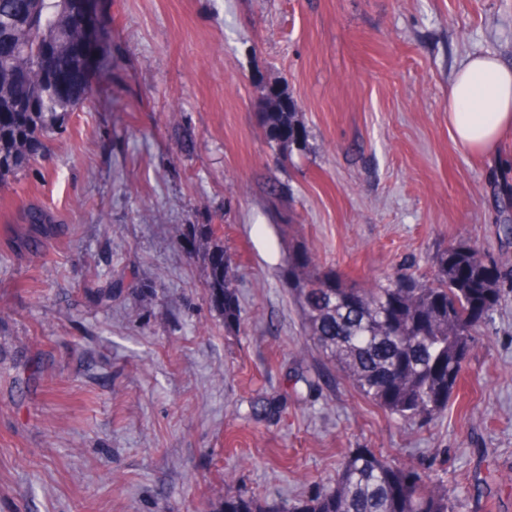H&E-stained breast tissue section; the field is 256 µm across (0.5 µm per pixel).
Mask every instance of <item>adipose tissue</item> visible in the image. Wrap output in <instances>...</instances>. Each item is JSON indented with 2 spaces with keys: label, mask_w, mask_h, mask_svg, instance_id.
I'll list each match as a JSON object with an SVG mask.
<instances>
[{
  "label": "adipose tissue",
  "mask_w": 512,
  "mask_h": 512,
  "mask_svg": "<svg viewBox=\"0 0 512 512\" xmlns=\"http://www.w3.org/2000/svg\"><path fill=\"white\" fill-rule=\"evenodd\" d=\"M507 130H512V67L492 54H469L448 89V132L470 152L487 153Z\"/></svg>",
  "instance_id": "adipose-tissue-1"
}]
</instances>
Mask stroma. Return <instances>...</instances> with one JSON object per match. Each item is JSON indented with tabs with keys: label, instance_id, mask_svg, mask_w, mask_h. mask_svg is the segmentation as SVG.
<instances>
[{
	"label": "stroma",
	"instance_id": "35a3bbf8",
	"mask_svg": "<svg viewBox=\"0 0 512 512\" xmlns=\"http://www.w3.org/2000/svg\"><path fill=\"white\" fill-rule=\"evenodd\" d=\"M112 76L0 187V512H213L296 500L370 448L457 483V512H512V132H448L461 60L512 66V0H94ZM273 90L306 139L281 159ZM52 212L31 240L19 214ZM211 225L240 267V329L213 304ZM365 285L464 243L499 259L500 305L441 415L413 425L305 348L296 243ZM285 412L258 419L252 403ZM235 481L225 484V473Z\"/></svg>",
	"mask_w": 512,
	"mask_h": 512
}]
</instances>
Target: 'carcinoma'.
I'll use <instances>...</instances> for the list:
<instances>
[{
  "instance_id": "1",
  "label": "carcinoma",
  "mask_w": 512,
  "mask_h": 512,
  "mask_svg": "<svg viewBox=\"0 0 512 512\" xmlns=\"http://www.w3.org/2000/svg\"><path fill=\"white\" fill-rule=\"evenodd\" d=\"M76 0H0V183L29 169L46 141L93 95L88 64L76 57L84 39ZM271 96L262 126L283 154L300 132L296 106ZM31 230L49 231L52 218L29 207ZM211 295L224 327H241L238 269L224 247L207 252ZM288 284L299 303L306 336L327 366L364 398L406 422L431 419L456 395L479 329L497 311V261L467 245L438 253L428 276L394 275L382 283H348L324 272L298 244L288 260ZM283 403L262 397L257 418L278 416ZM454 487L442 478L385 459L370 448L346 452L336 478L311 496L273 502L227 494L214 512H456Z\"/></svg>"
}]
</instances>
